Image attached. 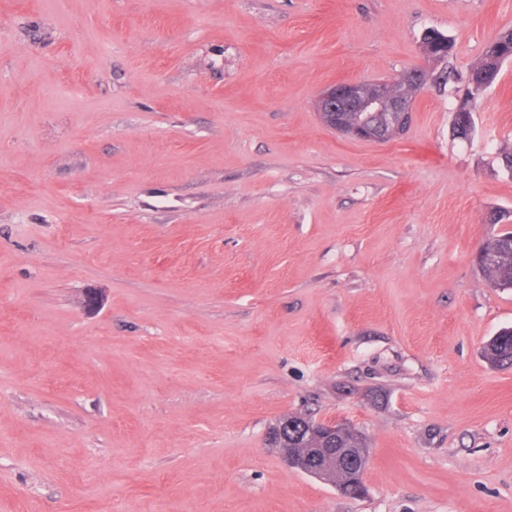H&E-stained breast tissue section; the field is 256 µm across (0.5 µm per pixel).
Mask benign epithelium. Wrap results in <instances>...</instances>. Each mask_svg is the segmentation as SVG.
<instances>
[{"instance_id": "obj_1", "label": "benign epithelium", "mask_w": 512, "mask_h": 512, "mask_svg": "<svg viewBox=\"0 0 512 512\" xmlns=\"http://www.w3.org/2000/svg\"><path fill=\"white\" fill-rule=\"evenodd\" d=\"M444 42L436 37L424 41L421 46L423 57L434 61L444 54ZM412 97L406 88L392 81H342L329 86L317 100L320 115L328 121L338 112H400L407 119L412 112ZM351 426L344 423L318 422L309 428V433H319L323 439H336ZM364 448H315L306 455L287 448L283 449V460L290 468L313 473L331 484L350 475V494L359 495L364 489L365 460Z\"/></svg>"}]
</instances>
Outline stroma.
Listing matches in <instances>:
<instances>
[{
    "mask_svg": "<svg viewBox=\"0 0 512 512\" xmlns=\"http://www.w3.org/2000/svg\"><path fill=\"white\" fill-rule=\"evenodd\" d=\"M448 35L402 136L328 85ZM512 0H0V512H512V62L452 131ZM344 421L365 493L288 468ZM482 244L492 256L487 263L489 256L485 255L486 264L479 265L487 282L494 288H512V231L494 235ZM484 356L493 366H512V327L503 328L488 340L484 346Z\"/></svg>",
    "mask_w": 512,
    "mask_h": 512,
    "instance_id": "stroma-1",
    "label": "stroma"
}]
</instances>
